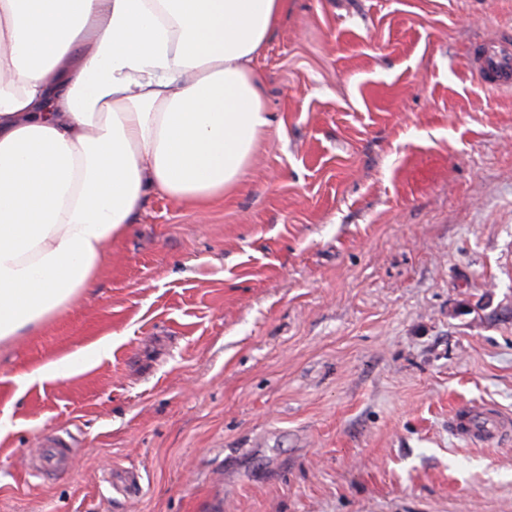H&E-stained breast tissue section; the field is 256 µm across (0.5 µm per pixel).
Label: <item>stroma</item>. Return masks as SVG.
<instances>
[{
	"mask_svg": "<svg viewBox=\"0 0 512 512\" xmlns=\"http://www.w3.org/2000/svg\"><path fill=\"white\" fill-rule=\"evenodd\" d=\"M512 0H288L270 124L206 209L150 195L0 342V512H512ZM111 336L71 377L47 361ZM61 434L68 469L34 475ZM474 64L481 81L493 88H512V29L474 49ZM111 352L112 338L107 335L97 342L80 348L65 357L48 361L30 374L24 375L23 380L26 384H31L36 381L42 382L69 376L95 362L101 361L103 358H107ZM485 430H479L475 424L472 416L463 415L457 418L455 422V430L460 435H470L474 437L488 438L493 433L501 432L502 426L498 417H486Z\"/></svg>",
	"mask_w": 512,
	"mask_h": 512,
	"instance_id": "1",
	"label": "stroma"
}]
</instances>
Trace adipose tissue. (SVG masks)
<instances>
[{"label":"adipose tissue","mask_w":512,"mask_h":512,"mask_svg":"<svg viewBox=\"0 0 512 512\" xmlns=\"http://www.w3.org/2000/svg\"><path fill=\"white\" fill-rule=\"evenodd\" d=\"M288 0H0V341L90 288L146 196L235 192ZM111 337L25 383L108 357Z\"/></svg>","instance_id":"adipose-tissue-1"}]
</instances>
